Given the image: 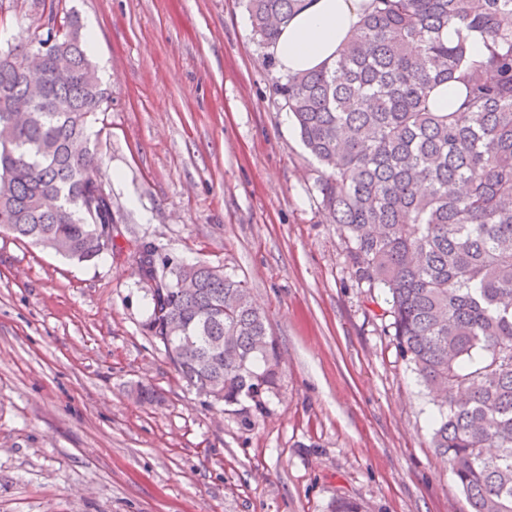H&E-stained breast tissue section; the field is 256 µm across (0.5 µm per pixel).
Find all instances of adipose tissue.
<instances>
[{"label": "adipose tissue", "mask_w": 512, "mask_h": 512, "mask_svg": "<svg viewBox=\"0 0 512 512\" xmlns=\"http://www.w3.org/2000/svg\"><path fill=\"white\" fill-rule=\"evenodd\" d=\"M369 0H302L267 51L278 70L293 75L335 61L349 31Z\"/></svg>", "instance_id": "obj_1"}]
</instances>
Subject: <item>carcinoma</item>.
Masks as SVG:
<instances>
[{
  "label": "carcinoma",
  "mask_w": 512,
  "mask_h": 512,
  "mask_svg": "<svg viewBox=\"0 0 512 512\" xmlns=\"http://www.w3.org/2000/svg\"><path fill=\"white\" fill-rule=\"evenodd\" d=\"M298 0H246L259 43L272 41ZM459 39L448 43L443 29ZM60 33L32 103L29 48L0 55V231L78 262L112 254V197L98 178L88 117L109 95L87 37L63 0ZM485 53L473 59L470 36ZM459 82L454 110L429 96ZM302 144L320 165L319 206L337 226L351 276L380 288V320L401 359L441 400L433 446L448 458L471 512H512V0H370L339 58L275 85ZM145 333L186 385L222 395L245 428L269 411L281 357L243 281L204 262L198 287L176 288L181 264L139 246ZM178 322L195 349L168 333ZM142 404L163 400L135 389Z\"/></svg>",
  "instance_id": "obj_1"
}]
</instances>
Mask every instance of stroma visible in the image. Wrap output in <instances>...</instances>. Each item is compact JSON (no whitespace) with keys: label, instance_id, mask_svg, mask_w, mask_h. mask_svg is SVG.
I'll list each match as a JSON object with an SVG mask.
<instances>
[{"label":"stroma","instance_id":"stroma-1","mask_svg":"<svg viewBox=\"0 0 512 512\" xmlns=\"http://www.w3.org/2000/svg\"><path fill=\"white\" fill-rule=\"evenodd\" d=\"M51 0H0V50ZM110 95L90 119L113 255L0 233V512H470L432 446L437 406L351 278L316 161L274 93L244 0H66ZM244 280L283 357L252 428L187 389L141 323L130 253ZM163 392L137 402L136 384Z\"/></svg>","mask_w":512,"mask_h":512}]
</instances>
